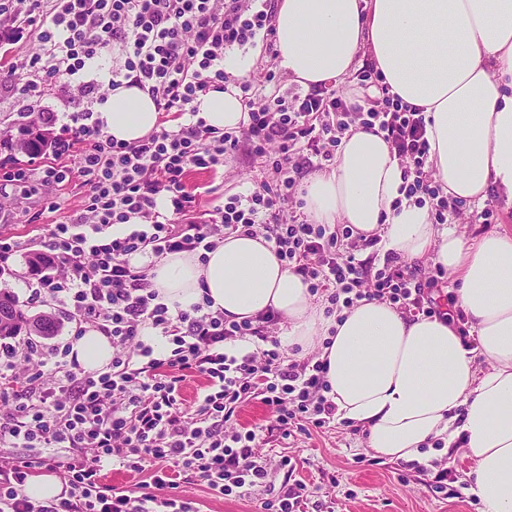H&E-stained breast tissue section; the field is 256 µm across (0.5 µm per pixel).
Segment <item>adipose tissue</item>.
Here are the masks:
<instances>
[{"label":"adipose tissue","instance_id":"adipose-tissue-1","mask_svg":"<svg viewBox=\"0 0 512 512\" xmlns=\"http://www.w3.org/2000/svg\"><path fill=\"white\" fill-rule=\"evenodd\" d=\"M273 24L290 81L307 89L343 79L369 55L392 93L424 108L428 164L443 192L512 202V0H277ZM250 68L249 57L225 56L232 82L196 101L208 125H239L235 81ZM97 117L107 135L133 143L156 130L159 113L147 92L123 86ZM403 183L382 135L353 128L302 199L315 223L383 231L384 250L441 266L475 347L452 320H411L377 300L326 315L260 235L225 237L204 265L185 253L161 257L153 284L183 309L207 299L238 319L278 312L283 346L326 363L338 416L365 429L376 455L420 462L432 458L425 444L463 446L466 493L484 512H512V234L465 240L433 223L429 206L402 199Z\"/></svg>","mask_w":512,"mask_h":512}]
</instances>
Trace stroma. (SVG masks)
<instances>
[{
    "mask_svg": "<svg viewBox=\"0 0 512 512\" xmlns=\"http://www.w3.org/2000/svg\"><path fill=\"white\" fill-rule=\"evenodd\" d=\"M39 48L36 33L22 27L20 21H0V66L35 53ZM81 99L77 85L56 82L40 102L46 126L58 132L62 115ZM259 161L235 156L227 159L222 172L193 170L186 177L187 188L199 192V207L212 209L224 195L249 193L260 179ZM80 180L39 187L31 195H14L0 222V233L13 237L23 249L10 264L6 278L8 289L28 315L53 314L59 321L56 339H71L74 329L54 304L32 301L28 287L32 279L29 255L41 251L49 224L61 221L82 202ZM235 422L243 427L261 426L267 434L259 451L273 469L269 489H257L245 498L225 497L200 481L187 484L197 512H263L264 498L279 495L288 485L308 484L313 494L303 512H483L477 498L465 494L469 460L462 449L454 448L438 457L435 468L403 467L401 462L380 458L367 445L365 432L353 423L335 424L311 437L285 439L275 431L274 417L260 401H252L239 411ZM291 458L292 474H284L278 464ZM448 473V487H436L439 470Z\"/></svg>",
    "mask_w": 512,
    "mask_h": 512,
    "instance_id": "stroma-1",
    "label": "stroma"
}]
</instances>
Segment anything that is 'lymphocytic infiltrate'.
I'll use <instances>...</instances> for the list:
<instances>
[{
	"instance_id": "lymphocytic-infiltrate-1",
	"label": "lymphocytic infiltrate",
	"mask_w": 512,
	"mask_h": 512,
	"mask_svg": "<svg viewBox=\"0 0 512 512\" xmlns=\"http://www.w3.org/2000/svg\"><path fill=\"white\" fill-rule=\"evenodd\" d=\"M0 13L39 32L42 53L0 73V97L33 111L57 80L83 81L88 61L118 53L108 85L147 91L160 126L127 144L102 130L91 108L73 111L50 145L52 160L20 165L0 146V169L13 185L62 183L78 176L87 193L80 208L51 225L45 237L50 272L36 273L34 299L61 306L76 335L93 329L112 342V360L88 371L72 344L16 337L0 343V447L23 456L0 464V512H196L181 483L199 478L214 492L241 497L269 484L257 448L262 429L233 421L252 400L274 415L283 437L310 435L336 420L326 366L289 356L275 337L281 317L264 312L234 320L209 303L182 310L150 283V259L187 253L206 263L225 237L262 235L279 261L307 284L327 312L377 300L411 318L442 316L448 284L442 267L422 272L382 252L380 233L349 224H313L301 214V180L315 163L332 161L345 131L382 134L400 161L406 198L429 204L444 224L460 203L448 199L427 160L426 114L391 94L374 66L358 76L364 103L335 84L280 94L268 72V94L240 85L244 118L219 129L199 116L196 101L223 88L227 50L263 43L273 48L271 0H0ZM259 158L258 189L225 196L199 210L185 187L191 170L216 171L237 151ZM169 343L155 357L140 330ZM206 385L192 412L182 409L189 376ZM148 473L133 489L112 487L107 466ZM60 474L64 490L51 501L30 498L25 486L40 470Z\"/></svg>"
}]
</instances>
